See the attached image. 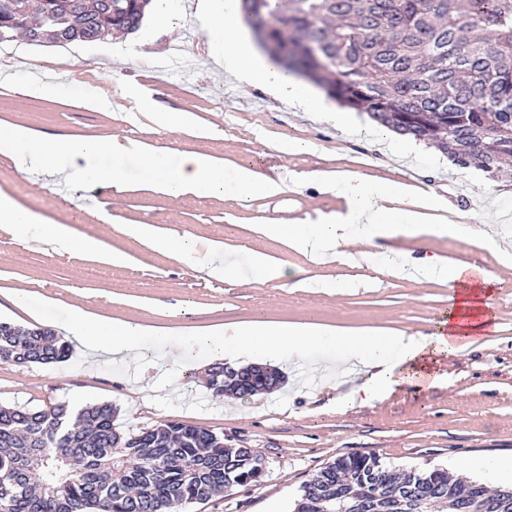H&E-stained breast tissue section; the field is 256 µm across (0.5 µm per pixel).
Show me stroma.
Masks as SVG:
<instances>
[{
	"instance_id": "1",
	"label": "stroma",
	"mask_w": 512,
	"mask_h": 512,
	"mask_svg": "<svg viewBox=\"0 0 512 512\" xmlns=\"http://www.w3.org/2000/svg\"><path fill=\"white\" fill-rule=\"evenodd\" d=\"M197 0H184V16L168 29L146 16L128 40L145 43L152 58L180 47L183 69L158 75L151 60L109 57L106 41L66 47L14 40V66L0 80V124L19 125L36 137H91L101 141L131 136L174 152L201 151L227 167L255 165L283 177L288 187L275 197L242 205L225 195L174 198L142 188V163L115 161L104 152L101 169L119 167L127 184L115 192L101 183L73 186L65 174L18 171L0 155V190L31 212L67 224L73 214L78 236L124 253L114 265L79 249L61 251L37 242L28 227L0 224V319L23 328L49 327L65 334L71 308L100 318L146 326L138 361L102 356L89 360L81 347L52 366L0 362V403L27 408L58 402L82 407L109 402L120 431L136 433L175 420L209 429L225 445L252 449L265 474L254 485L236 487L184 512H291L301 486L326 463L351 453H373L399 470L433 466L453 477H470L490 489L512 485V266L501 254L449 236L386 240L385 250L367 261L316 262L284 241L257 233L260 224H304L320 214L343 211L344 201L323 191L317 172L350 169L372 180H403L433 193L470 224L484 217L512 227V163L498 179L474 167L461 169L423 143L393 152L386 140L361 134L365 115L348 111V126L329 113L309 112L273 98L260 86L239 84L218 66L208 37L194 17ZM63 68L46 93L31 95L36 67ZM103 103L86 104L88 91ZM152 108L136 110L137 93ZM185 112L186 133L156 125L155 110ZM310 142L308 152L289 153L291 142ZM72 223V222H71ZM127 224H151L197 243H223L239 275L221 281L202 277L174 256L152 250L123 232ZM442 262H468L494 273L495 324L463 351L441 361V381L404 385L390 396L347 410L336 407V379L357 384L346 352L311 344L298 359H283L281 389L251 399L212 394L206 371L210 347L196 330L254 319L299 322L315 317L330 327L427 333L450 297L444 281L389 275L387 250ZM262 253L294 269L291 278L271 280L252 268ZM27 298L14 305L11 293Z\"/></svg>"
}]
</instances>
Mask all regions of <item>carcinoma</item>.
Listing matches in <instances>:
<instances>
[{"label":"carcinoma","mask_w":512,"mask_h":512,"mask_svg":"<svg viewBox=\"0 0 512 512\" xmlns=\"http://www.w3.org/2000/svg\"><path fill=\"white\" fill-rule=\"evenodd\" d=\"M152 0H0V32L48 13L59 46L140 30ZM263 49L287 71L402 137L435 146L460 168L495 178L512 157V0H241ZM69 355L49 328L0 322V362L48 365ZM281 373L251 364L208 369L216 395L251 398ZM109 403L73 409L0 405L4 512H182L233 487L256 484L263 463L209 429L165 421L137 434L114 425ZM512 512V489L490 491L444 468L398 471L374 454L322 467L293 512Z\"/></svg>","instance_id":"cac0c4a2"}]
</instances>
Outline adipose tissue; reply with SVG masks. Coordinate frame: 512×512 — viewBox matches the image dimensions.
I'll return each mask as SVG.
<instances>
[{
    "instance_id": "1",
    "label": "adipose tissue",
    "mask_w": 512,
    "mask_h": 512,
    "mask_svg": "<svg viewBox=\"0 0 512 512\" xmlns=\"http://www.w3.org/2000/svg\"><path fill=\"white\" fill-rule=\"evenodd\" d=\"M199 19L206 30L216 58L241 84L259 85L276 98L312 110H323L318 90L309 82L283 69L271 58L261 56L247 39L237 17L233 0H199ZM113 157L143 160L153 188L172 197L210 196L233 192L235 200L272 196L284 191L282 180L269 177L250 166H236L226 172L224 164L199 152L173 154L170 148L146 144L133 138L101 142L78 138L68 142L37 140L27 128L0 126V153L15 156L22 171L41 169L65 171L89 183L107 182L116 191L125 186L117 173L95 168L92 158L101 152ZM316 181L344 199L346 209L335 215L318 216L306 225L265 224L262 232L286 241L292 248L313 260L345 262L358 257L368 259L378 239L399 233L451 236L459 240H479L487 248L502 251L506 234L496 223L483 222L481 229L469 224H446L436 216L441 203L429 194L414 191L395 181H372L353 171L323 172ZM0 223L33 228L39 241L67 250L78 247L104 255L101 243L79 238L70 225L47 224L23 208L9 195L0 192ZM127 234L158 251L187 261L197 272L221 280L234 275L236 268L223 244L204 245L149 224H130ZM416 271L424 279H443L462 283L454 293L443 320L434 331L423 335L402 332H351L330 329L314 321L297 324L252 322L225 327L224 331L203 334L217 360L234 363L237 354L249 352L263 356H301L308 343L333 342L350 351L366 368V377L338 402L339 408L366 404L382 398L404 384L434 383L431 370L438 357L450 356L466 348L474 338L494 327L495 276L475 265L442 264L437 257H395L388 261L390 275L400 277ZM69 333L88 350L114 356L135 351L142 334L140 325L122 323L104 336L100 326L73 325Z\"/></svg>"
}]
</instances>
